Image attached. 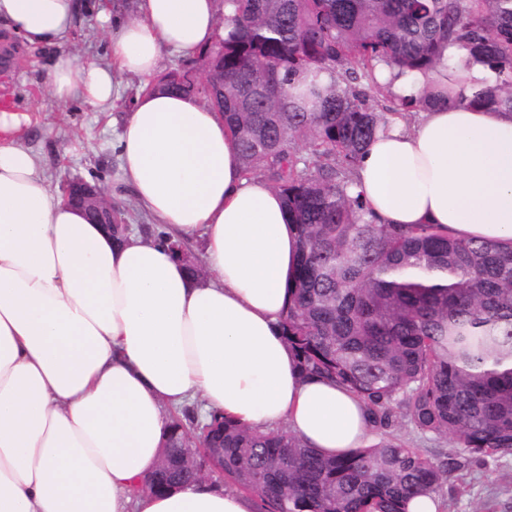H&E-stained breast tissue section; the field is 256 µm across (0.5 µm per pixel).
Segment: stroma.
<instances>
[{
	"label": "stroma",
	"instance_id": "1",
	"mask_svg": "<svg viewBox=\"0 0 512 512\" xmlns=\"http://www.w3.org/2000/svg\"><path fill=\"white\" fill-rule=\"evenodd\" d=\"M106 38L105 27L91 11L80 16L68 45L80 55L102 59ZM20 53V68L0 72V100H9L14 108L31 115L32 123L22 133L23 144L41 157L52 188L60 189L68 178L99 177L113 203L131 214L133 224H147L148 216L121 181L117 144L120 110L141 91L143 80L119 77V109L115 112L93 111L78 99L61 105L47 90L55 48L24 46ZM438 497L440 512H512V454L485 462L470 458L449 473Z\"/></svg>",
	"mask_w": 512,
	"mask_h": 512
}]
</instances>
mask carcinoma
<instances>
[{
  "instance_id": "1",
  "label": "carcinoma",
  "mask_w": 512,
  "mask_h": 512,
  "mask_svg": "<svg viewBox=\"0 0 512 512\" xmlns=\"http://www.w3.org/2000/svg\"><path fill=\"white\" fill-rule=\"evenodd\" d=\"M220 49L200 51L166 88L222 113L242 175L264 177L288 210L298 263L287 283L284 339L301 377L336 381L374 429L394 413L448 439L438 464L399 435L328 457L285 427L259 433L212 415L167 446L224 451V478L273 512H407L438 493L457 456L512 452V243L452 238L435 224H374L351 192L362 152L391 111L441 103L512 112V0H219ZM457 44L498 82L469 96L433 88L384 96L375 68L437 69Z\"/></svg>"
}]
</instances>
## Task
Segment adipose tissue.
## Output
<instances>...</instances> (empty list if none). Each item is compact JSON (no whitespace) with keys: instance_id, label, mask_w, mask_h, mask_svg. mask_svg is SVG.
<instances>
[{"instance_id":"adipose-tissue-1","label":"adipose tissue","mask_w":512,"mask_h":512,"mask_svg":"<svg viewBox=\"0 0 512 512\" xmlns=\"http://www.w3.org/2000/svg\"><path fill=\"white\" fill-rule=\"evenodd\" d=\"M80 0H0V25L54 47L49 92L114 108L117 75L154 76L164 50L195 56L220 32L218 0H137L99 11L107 57L65 50ZM0 109V512H256L202 480L141 491L171 410L188 402L258 430L287 427L323 455L367 447L364 403L302 378L282 337L297 234L266 181L243 177L221 116L164 89L139 94L118 135L123 177L167 242L113 239L54 191ZM354 189L379 224H436L512 241V113L439 106L393 119ZM201 241V276L167 243Z\"/></svg>"}]
</instances>
